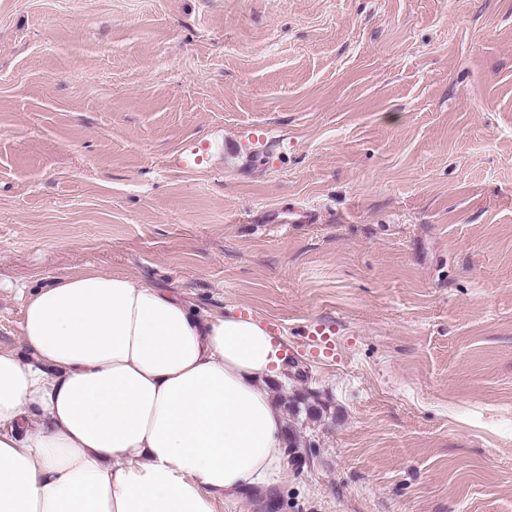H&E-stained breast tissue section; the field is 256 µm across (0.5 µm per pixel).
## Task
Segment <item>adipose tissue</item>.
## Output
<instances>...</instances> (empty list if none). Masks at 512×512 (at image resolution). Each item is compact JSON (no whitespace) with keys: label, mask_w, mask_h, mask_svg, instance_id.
I'll return each mask as SVG.
<instances>
[{"label":"adipose tissue","mask_w":512,"mask_h":512,"mask_svg":"<svg viewBox=\"0 0 512 512\" xmlns=\"http://www.w3.org/2000/svg\"><path fill=\"white\" fill-rule=\"evenodd\" d=\"M0 349V512H216L287 456L261 384L281 345L252 316L87 268L31 290Z\"/></svg>","instance_id":"adipose-tissue-1"}]
</instances>
